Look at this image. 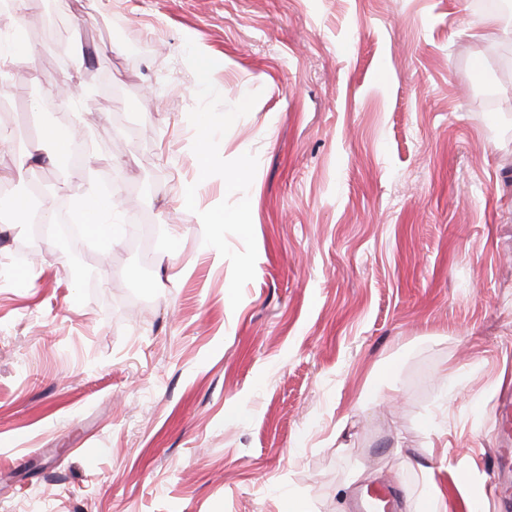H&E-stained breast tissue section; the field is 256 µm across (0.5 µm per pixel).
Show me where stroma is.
<instances>
[{
	"mask_svg": "<svg viewBox=\"0 0 512 512\" xmlns=\"http://www.w3.org/2000/svg\"><path fill=\"white\" fill-rule=\"evenodd\" d=\"M478 4L27 0L0 199L89 175L156 239L32 249L0 215V512H350L358 470L418 503L441 454L478 512H512L485 494L512 390V38L477 35ZM201 49L224 62L204 86ZM73 70V111H43ZM77 119L63 180L34 128Z\"/></svg>",
	"mask_w": 512,
	"mask_h": 512,
	"instance_id": "obj_1",
	"label": "stroma"
}]
</instances>
